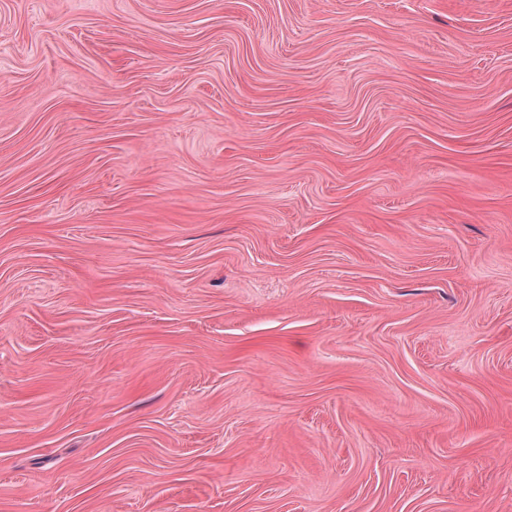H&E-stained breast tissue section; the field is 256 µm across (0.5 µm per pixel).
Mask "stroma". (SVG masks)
<instances>
[{"mask_svg":"<svg viewBox=\"0 0 512 512\" xmlns=\"http://www.w3.org/2000/svg\"><path fill=\"white\" fill-rule=\"evenodd\" d=\"M0 512H512V0H0Z\"/></svg>","mask_w":512,"mask_h":512,"instance_id":"stroma-1","label":"stroma"}]
</instances>
